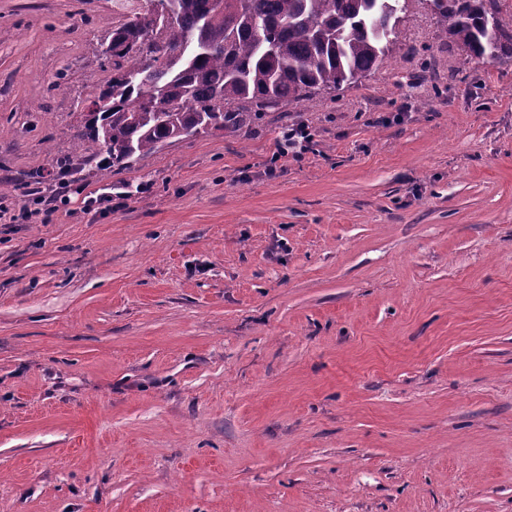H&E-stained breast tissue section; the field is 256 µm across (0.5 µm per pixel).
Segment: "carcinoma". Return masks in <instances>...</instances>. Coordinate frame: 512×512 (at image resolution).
Instances as JSON below:
<instances>
[{
    "mask_svg": "<svg viewBox=\"0 0 512 512\" xmlns=\"http://www.w3.org/2000/svg\"><path fill=\"white\" fill-rule=\"evenodd\" d=\"M112 27L109 77L90 97L65 176L94 159L122 171L160 147L234 132L316 91H336L383 62L399 0H152ZM458 49L512 60L500 0H427Z\"/></svg>",
    "mask_w": 512,
    "mask_h": 512,
    "instance_id": "cac0c4a2",
    "label": "carcinoma"
}]
</instances>
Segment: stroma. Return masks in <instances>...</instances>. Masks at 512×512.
Segmentation results:
<instances>
[{"mask_svg": "<svg viewBox=\"0 0 512 512\" xmlns=\"http://www.w3.org/2000/svg\"><path fill=\"white\" fill-rule=\"evenodd\" d=\"M113 2L0 0V203L70 198L0 223V512H512V64L402 0L341 90L65 180Z\"/></svg>", "mask_w": 512, "mask_h": 512, "instance_id": "35a3bbf8", "label": "stroma"}]
</instances>
